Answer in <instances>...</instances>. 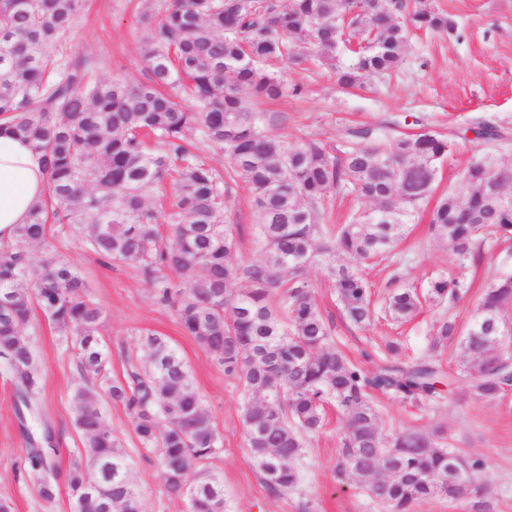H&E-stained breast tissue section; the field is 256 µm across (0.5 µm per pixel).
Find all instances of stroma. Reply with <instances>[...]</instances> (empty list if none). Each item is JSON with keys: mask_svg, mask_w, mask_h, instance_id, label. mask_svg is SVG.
Segmentation results:
<instances>
[{"mask_svg": "<svg viewBox=\"0 0 512 512\" xmlns=\"http://www.w3.org/2000/svg\"><path fill=\"white\" fill-rule=\"evenodd\" d=\"M428 2L455 21V33L413 31L396 71L373 79L364 89H340L335 71L327 67L302 71L282 66L285 85L303 84L306 93L254 104V111L266 115V129L289 138L305 134L339 151L347 147L346 132L354 127L373 129L383 140L399 132H439L450 139L452 149L439 168L437 195L460 189L462 174L474 159L512 162V0ZM144 8L143 0H84L66 57L85 60L88 74L95 79L145 81L147 71L140 55ZM486 125L496 127L499 137H483ZM254 194L241 178L224 189V218L239 231L237 255L244 262L257 260L262 253L255 231ZM435 204V198L421 204L386 259L362 265L372 291V317L366 327L345 321L336 291L320 270L311 269L309 279L338 348L362 368L376 369L388 356L387 343L396 342L403 346L400 361L426 359L443 369L442 394L428 408L372 393L382 435L428 433L437 446L478 457L484 463L479 483L496 512H512V390L494 401L469 393L461 373L465 357L460 346L450 342L436 349L431 345L437 320L448 312L444 308L424 305L404 322L392 320L385 311V300L395 285L422 290L431 278L462 275L472 286L460 294L450 312L463 323L490 275L512 273V241L486 242L479 259L460 268L448 245L430 233ZM51 230L53 245L86 275L93 298L104 310L101 339L109 352L111 379L124 378L126 359L139 356V341L146 333L166 336L179 349L223 441V452L212 466L222 476L232 512H384L356 481L337 474L345 419L332 406L326 410L323 429L305 441L299 486L270 495L246 445L245 397L238 380L225 375L211 355L185 335L174 311L156 303L151 286L136 270L89 252L59 225ZM28 336L42 388L37 408L26 421L17 418L12 376L0 362V499L10 502L12 512H70L65 474L81 445L73 427L71 390L81 381L82 372L76 356L66 350L62 334L41 311H34ZM103 410L132 461V477L146 512H185V501L168 495L159 478L158 450L141 449L126 410L108 400ZM47 426L55 432L58 450L55 497L49 502L24 473L22 436L26 429L40 436Z\"/></svg>", "mask_w": 512, "mask_h": 512, "instance_id": "35a3bbf8", "label": "stroma"}]
</instances>
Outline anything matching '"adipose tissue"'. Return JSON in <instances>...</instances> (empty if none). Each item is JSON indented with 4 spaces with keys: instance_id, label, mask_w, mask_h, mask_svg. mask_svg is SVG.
<instances>
[{
    "instance_id": "adipose-tissue-1",
    "label": "adipose tissue",
    "mask_w": 512,
    "mask_h": 512,
    "mask_svg": "<svg viewBox=\"0 0 512 512\" xmlns=\"http://www.w3.org/2000/svg\"><path fill=\"white\" fill-rule=\"evenodd\" d=\"M46 182V171L28 142L18 136L1 134L0 245L13 241L17 226L27 223Z\"/></svg>"
}]
</instances>
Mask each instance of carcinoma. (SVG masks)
Returning <instances> with one entry per match:
<instances>
[{
    "label": "carcinoma",
    "mask_w": 512,
    "mask_h": 512,
    "mask_svg": "<svg viewBox=\"0 0 512 512\" xmlns=\"http://www.w3.org/2000/svg\"><path fill=\"white\" fill-rule=\"evenodd\" d=\"M81 8L82 0H0V134L29 140L47 173L45 198L18 225L15 243L0 246V359L23 422L41 388L27 333L38 308L88 377L72 394L82 447L65 477L71 512H143L129 458L101 411L105 398L124 406L142 448L160 449L167 492L193 489L188 512L230 510L224 485L207 467L221 437L180 352L148 333L145 356L129 361L127 378H106L104 311L86 276L48 241L51 218L93 253L136 268L157 304L175 310L183 332L240 379L247 445L270 494L299 485L304 437L322 427L333 403L348 419L344 471L389 512L467 495L471 512H494L477 487L481 460L439 448L426 434L386 439L379 430L370 392L424 407L439 398L441 368L389 361L368 371L350 361L336 348L308 278L311 267L321 269L346 320L365 325L370 284L336 257L371 260L394 247L434 191L448 138L427 130L375 144L374 131L359 128L338 155L318 139L268 132L246 101L284 94L275 63L336 67L342 44L355 58L337 67L338 83L361 86L398 67L410 29L452 33L453 20L426 0H149L142 15L147 80L90 82L84 61L63 54ZM205 147L224 150V172L202 159ZM237 177L257 190L263 252L247 263L236 257L233 225L224 223V185ZM166 183L172 204L162 234L152 200ZM494 183L512 191V163L477 159L461 190L448 191L433 210V236L464 267L486 235L512 237V202L490 199ZM348 193L373 207L327 227L324 202ZM32 246L42 248L37 261ZM170 273L183 287L170 285ZM466 287L438 277L421 294L396 288L388 309L402 320L424 301L454 303ZM511 308L512 275H494L470 320L462 326L448 317L435 334L437 344L458 339L468 356L464 377L479 398L495 400L512 387V352L496 340ZM23 434L38 493L50 501L54 455L43 443L52 431L45 428L40 441Z\"/></svg>",
    "instance_id": "cac0c4a2"
}]
</instances>
